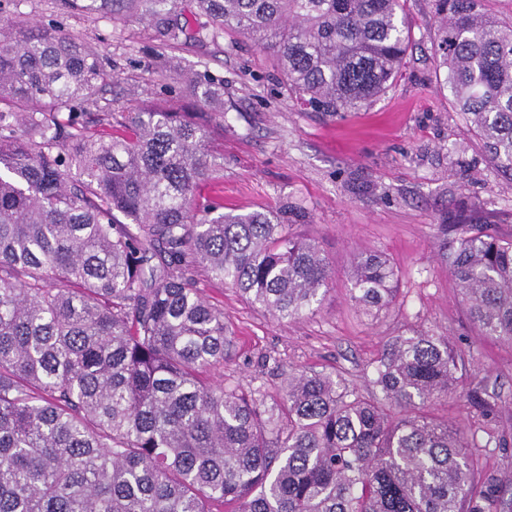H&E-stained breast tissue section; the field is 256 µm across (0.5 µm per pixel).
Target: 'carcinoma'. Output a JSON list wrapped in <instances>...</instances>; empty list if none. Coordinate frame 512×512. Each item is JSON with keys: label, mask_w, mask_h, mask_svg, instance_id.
Returning a JSON list of instances; mask_svg holds the SVG:
<instances>
[{"label": "carcinoma", "mask_w": 512, "mask_h": 512, "mask_svg": "<svg viewBox=\"0 0 512 512\" xmlns=\"http://www.w3.org/2000/svg\"><path fill=\"white\" fill-rule=\"evenodd\" d=\"M168 46L199 40L183 0H57ZM329 116L380 96L407 49L401 0H189ZM444 85L512 175V26L481 0H434ZM98 48L0 19V512H512V474L432 411L465 363L448 337L399 336L366 397L294 369L268 402L224 382L233 332L204 280L279 321L314 312L335 270L287 207L224 212V81L209 70L119 116ZM190 104L200 108L187 111ZM448 269L480 335L512 347V240L467 228ZM380 253L353 262L367 314L396 299ZM468 404H497L475 385Z\"/></svg>", "instance_id": "cac0c4a2"}]
</instances>
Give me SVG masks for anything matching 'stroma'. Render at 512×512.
I'll use <instances>...</instances> for the list:
<instances>
[{"instance_id":"stroma-1","label":"stroma","mask_w":512,"mask_h":512,"mask_svg":"<svg viewBox=\"0 0 512 512\" xmlns=\"http://www.w3.org/2000/svg\"><path fill=\"white\" fill-rule=\"evenodd\" d=\"M18 8L31 21L95 42L113 73L142 96L177 80L158 76L149 59L206 63L224 81L225 210L288 206L303 216L297 233L332 262L335 277L318 310L288 322L247 304L230 286L203 282L235 332L225 378L270 396L288 370L337 371L366 393L392 337L433 332L461 351L468 379L498 403L489 421L459 396L441 401L437 414L487 445L481 461L488 470L512 472V348L480 336L445 261L460 233L449 221L455 210L512 238V175L489 161L441 85L432 0H407L410 44L393 84L336 118L289 98L269 60L243 35L215 38L204 30L198 41L173 49L144 23L115 28L62 13L56 0H20ZM363 251L385 255L399 271L395 302L375 317L350 300L348 273Z\"/></svg>"}]
</instances>
